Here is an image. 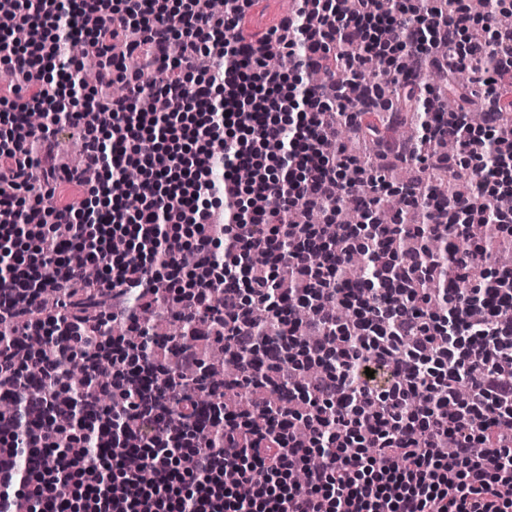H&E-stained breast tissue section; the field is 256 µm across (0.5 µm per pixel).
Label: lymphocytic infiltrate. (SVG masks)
Returning <instances> with one entry per match:
<instances>
[{
    "label": "lymphocytic infiltrate",
    "mask_w": 512,
    "mask_h": 512,
    "mask_svg": "<svg viewBox=\"0 0 512 512\" xmlns=\"http://www.w3.org/2000/svg\"><path fill=\"white\" fill-rule=\"evenodd\" d=\"M251 2L213 14L199 0H14L0 25L13 79L0 96V512H512V252L474 230L450 266L407 251L409 234H447L453 198L411 228L355 237L337 222L349 198L377 203L386 162L466 167L483 182L476 213L512 194V28L494 22L506 0L478 15L466 0H298L259 36L245 31ZM72 40L101 86L129 95L80 89ZM274 45L287 69L266 64ZM383 45L443 77L486 46L492 64L466 93L483 124L458 111L391 141L342 111L335 78L308 84L331 57L371 94ZM147 67L170 75L158 91L140 83ZM67 128L82 163L60 181ZM366 140L376 164L355 150ZM128 167L140 177L115 195ZM297 209L318 221L288 223ZM496 213L512 238V212ZM357 251L371 263L352 293ZM475 269L465 294L419 286ZM261 309L273 334L258 331ZM145 310L188 329L167 361ZM203 341L237 367L223 385L204 375ZM67 355L89 384L77 401ZM206 397L247 404L217 417Z\"/></svg>",
    "instance_id": "obj_1"
}]
</instances>
